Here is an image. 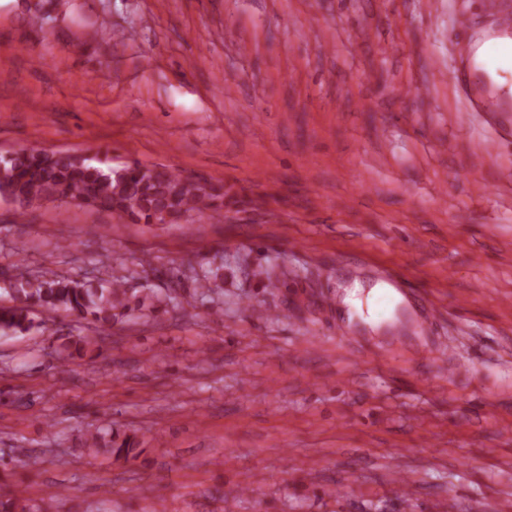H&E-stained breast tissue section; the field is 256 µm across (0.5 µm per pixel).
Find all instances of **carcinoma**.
I'll return each mask as SVG.
<instances>
[{
	"label": "carcinoma",
	"mask_w": 512,
	"mask_h": 512,
	"mask_svg": "<svg viewBox=\"0 0 512 512\" xmlns=\"http://www.w3.org/2000/svg\"><path fill=\"white\" fill-rule=\"evenodd\" d=\"M72 202L152 224L165 212L176 224L191 213L224 211V186L200 183L168 169L146 177L136 160L120 167L103 168L84 158L62 152L20 148L0 160V196L12 200L19 213L55 194ZM5 292L10 304L0 305V333L22 334L33 327V312H65L89 321L97 329L112 327L118 310L130 309V296L118 277L88 279L73 275H30L17 267ZM87 450L106 453L114 461L136 457L141 449L126 436L110 444L99 432L88 433ZM20 485L0 480V512H52L56 496L29 505L13 493Z\"/></svg>",
	"instance_id": "1"
}]
</instances>
